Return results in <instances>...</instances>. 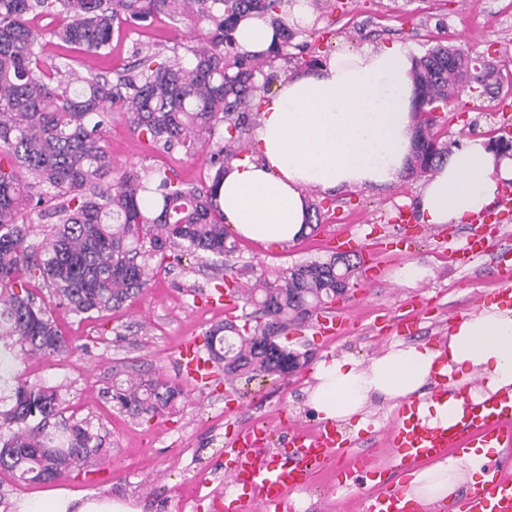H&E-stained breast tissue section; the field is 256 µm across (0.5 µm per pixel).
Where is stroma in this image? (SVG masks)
Segmentation results:
<instances>
[{
	"label": "stroma",
	"mask_w": 512,
	"mask_h": 512,
	"mask_svg": "<svg viewBox=\"0 0 512 512\" xmlns=\"http://www.w3.org/2000/svg\"><path fill=\"white\" fill-rule=\"evenodd\" d=\"M335 6L316 23L310 43L321 58L365 46L400 42L421 56L436 44L461 47L471 56L494 62L512 72V0H334ZM173 31L156 23L133 31L122 30L112 39L109 55L92 58L102 71L127 65L139 44L169 41ZM501 99H474L461 95L443 114L448 140L490 137L503 126ZM104 140L115 169L129 166L174 167L187 183L207 181L211 169L206 154L164 152L133 133L122 114H114ZM426 183L417 176L400 177L379 189L348 188L333 193L306 189L309 202L319 206L325 221L291 244H263L239 239L226 262L240 270L243 281L258 275L276 276L288 268L324 261L332 253L327 234L347 224L377 228L390 238L388 251L377 254L381 278L371 287L355 285L342 306L353 322L350 331L330 340L317 334L314 322L291 328L289 348L309 353L312 364L284 379L236 380L232 385L214 380L206 384L182 382L178 348L190 336L203 335L228 316L224 304L209 303L223 273L191 255L174 266L150 274L147 288L126 301L111 316L81 319L55 309L54 315L72 351L63 357L32 356L18 360L26 379L59 388L66 418L89 422L104 438L106 457L91 461L82 471L57 481L72 492L104 491L139 506L142 512H182L184 496L192 498V512H219L224 503L226 473L220 456L229 421L260 419L277 425L288 421L314 427L319 417L308 399L315 362L352 356L368 361L389 346L378 332L382 319L410 313V300L422 296L427 307L419 311L422 330L418 341L448 333L453 314H467L492 303L500 286L498 266H512V222L500 223L506 200L495 197L488 214L496 218L500 260L483 258L459 267L450 253L466 237L470 224H426L414 243L401 242L395 217L418 215L417 199ZM431 268L432 275L414 286L398 284L393 273L407 263ZM154 372L181 381L183 395L175 405L151 421L119 412L108 393L113 382L131 369ZM328 476L292 496L294 512H361L352 493L339 495L332 510Z\"/></svg>",
	"instance_id": "35a3bbf8"
}]
</instances>
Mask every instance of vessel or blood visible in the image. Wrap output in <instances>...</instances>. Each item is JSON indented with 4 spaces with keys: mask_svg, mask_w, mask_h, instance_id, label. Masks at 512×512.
Segmentation results:
<instances>
[{
    "mask_svg": "<svg viewBox=\"0 0 512 512\" xmlns=\"http://www.w3.org/2000/svg\"><path fill=\"white\" fill-rule=\"evenodd\" d=\"M495 242L480 228L469 234L461 263L494 255ZM179 361L188 379L211 381L213 366L202 356L198 339L182 346ZM462 407L456 424L430 427L422 424L412 404L400 406L385 430L396 464L392 471L380 467L378 449L343 439L329 422L309 430L288 425L278 457L269 453L279 439L275 430L258 424L236 426L224 441L225 472L235 489L224 498V512H285L291 492L306 489L314 476L328 470L335 472L336 485L342 489H359L364 478L374 481L373 490L361 491L363 512H512V475L497 462L487 464L483 479L455 503L422 505L404 496V480L417 464L449 454L462 458L473 448L512 447V393L497 392L478 404L467 400Z\"/></svg>",
    "mask_w": 512,
    "mask_h": 512,
    "instance_id": "b4317fda",
    "label": "vessel or blood"
}]
</instances>
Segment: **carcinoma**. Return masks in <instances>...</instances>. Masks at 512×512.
I'll return each mask as SVG.
<instances>
[{"label": "carcinoma", "instance_id": "obj_1", "mask_svg": "<svg viewBox=\"0 0 512 512\" xmlns=\"http://www.w3.org/2000/svg\"><path fill=\"white\" fill-rule=\"evenodd\" d=\"M285 0H0V360L63 356L71 347L52 310L32 287L41 284L57 305L89 319L123 306L147 286L155 258L208 256L224 265L235 242L224 223L217 187L234 160L246 153L255 123L252 102L268 91L264 69L278 60L294 69L318 66L294 39ZM163 15L200 34L176 42L171 55L142 44L135 61L108 78L67 54L43 55L29 17H55L49 42L93 58L110 49L115 31L144 26ZM274 28L270 48L240 50L234 33L246 19ZM497 67L443 44L414 58L410 72L417 103L416 145L410 170L431 174L450 152L435 128L436 112L465 91L500 94ZM263 81L257 82L256 77ZM122 113L133 132L165 152L209 150L211 181L188 184L177 173L112 170L103 131ZM153 194L145 205L143 195ZM50 220L45 238L31 237L25 206ZM361 264L356 252L292 267L270 280L255 278L241 291L255 312L205 332L208 357L224 379L285 377L308 354L279 342L291 324H303L347 294ZM183 396L180 386L156 376L127 375L111 399L134 417H155ZM58 390L0 370V472L21 482L60 480L103 451V437L87 422H69Z\"/></svg>", "mask_w": 512, "mask_h": 512}]
</instances>
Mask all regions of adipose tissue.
<instances>
[{
  "instance_id": "1",
  "label": "adipose tissue",
  "mask_w": 512,
  "mask_h": 512,
  "mask_svg": "<svg viewBox=\"0 0 512 512\" xmlns=\"http://www.w3.org/2000/svg\"><path fill=\"white\" fill-rule=\"evenodd\" d=\"M411 55L400 44L333 54L312 71L281 77L261 103L253 134L254 159L233 162L219 188L224 220L242 237L289 244L309 231L306 189L382 187L406 169L414 148ZM512 160L497 159L485 138L454 148L430 175L418 209L428 224H463L490 205ZM447 378L442 401L421 389ZM311 402L322 420L368 423L370 401L418 398L417 414L430 425H451L462 415L457 396L472 402L512 391V308L491 303L457 319L447 344H391L369 363L321 360ZM490 460L475 448L467 459L449 456L414 472L407 499L430 503L455 498ZM16 512H138L130 502L95 492L58 489L24 497Z\"/></svg>"
}]
</instances>
